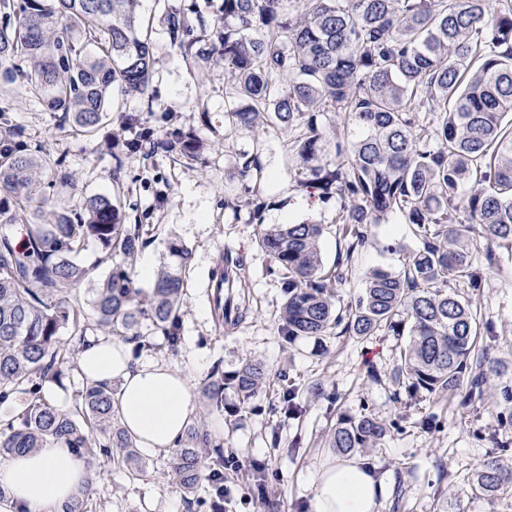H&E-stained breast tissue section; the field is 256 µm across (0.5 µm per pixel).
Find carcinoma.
Masks as SVG:
<instances>
[{"label": "carcinoma", "mask_w": 512, "mask_h": 512, "mask_svg": "<svg viewBox=\"0 0 512 512\" xmlns=\"http://www.w3.org/2000/svg\"><path fill=\"white\" fill-rule=\"evenodd\" d=\"M140 0H0V79L20 82L27 96L60 113L61 128L90 137L110 118L112 93L145 95L152 51L143 34ZM292 14L285 0H224V19L211 27L185 14L166 15L169 34L186 59L204 51L224 62L230 102L225 132H298V182L336 198L345 241L336 265L324 267L322 225H259V245L283 273L282 330L290 341L333 328L350 336L388 331L405 339L395 380L412 391L455 395L467 407L505 377L492 355V335L472 301L451 284L474 290L483 275L467 213L486 241L512 248V0H303ZM329 111L353 129L332 173L320 165L325 139L313 113ZM0 99V227L21 226L23 244L0 234V403L24 401L0 422V455L57 444L88 467L116 453L143 472L133 439L115 418L112 388L88 383L75 410L52 404L44 384L72 355L60 331H81L85 312L69 290L91 269L76 261L84 243L101 246L109 268L91 299L105 332L124 336L147 316L179 340L183 273L189 249L169 242L176 265L160 269L144 302L132 277L143 225L125 224L112 196L79 206H48V188L75 185L63 161L32 150ZM179 155L198 160L204 143L177 139ZM238 176L259 171L255 155H236ZM470 185V193L462 188ZM399 210L417 227L420 246L402 270H372L365 288L340 306L336 288L368 228ZM234 287L246 286L243 264L224 253ZM262 368L246 362L229 377L245 398L263 384ZM387 432L371 416L343 418L329 439L342 453L371 448ZM467 481V492L494 498L512 488V438L492 439ZM173 456L171 476L185 491L199 483L203 451L221 455L220 439L202 420L189 422ZM214 476V510L224 501L222 464ZM95 480L63 508L88 512Z\"/></svg>", "instance_id": "carcinoma-1"}]
</instances>
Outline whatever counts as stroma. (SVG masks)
I'll list each match as a JSON object with an SVG mask.
<instances>
[{"label":"stroma","instance_id":"1","mask_svg":"<svg viewBox=\"0 0 512 512\" xmlns=\"http://www.w3.org/2000/svg\"><path fill=\"white\" fill-rule=\"evenodd\" d=\"M224 0H141L140 11L152 20L153 78L148 96H115L111 119L91 140L59 126L57 113L11 86L14 117L29 145L63 158L75 178L65 193L78 204L132 186L121 197L122 213H138L150 230L139 254L153 268L173 264L167 244L177 239L192 252L186 271L185 302L180 311V341L169 347L148 318L134 329L141 344L135 357L159 361L189 376L194 412L209 429H222L225 457L240 461L226 468L229 493L224 512H312L313 478L334 460L328 441L340 417L371 415L388 428L362 459L378 475L403 483L402 498L387 496L381 512H512V491L496 498L465 495L463 489L477 464L493 450L492 435H512V423L500 419L503 406L495 393L461 407L457 398L425 392L408 393L393 372L400 361V340L381 331L367 338L336 335L301 337L285 342L280 331L283 302L281 274L257 241L261 224L311 222L322 225L320 249L333 266L338 249L335 200L322 201L300 186L293 169L292 132L271 129L260 135L224 133L223 64L183 58L174 46L165 13L185 12L213 23L223 14ZM135 117L151 128L147 149L114 161L108 151L123 139L122 121ZM193 133L207 146L201 159L182 158L166 146L170 133ZM258 153L263 166L258 208L225 206V194L240 193L236 153ZM415 227L405 214L393 212L370 227L367 241L355 253L347 282L338 290L341 302L353 300L368 273L402 268L404 252L418 248ZM239 256L248 273L244 291L250 311L238 324L218 322L212 314L209 273L224 251ZM496 262L485 269L483 286L466 289L474 307L493 328L497 357L512 366V250L496 247ZM261 364L262 389L243 399L225 387L222 407L212 406L204 386L245 362ZM294 389L297 416L282 413V395ZM173 453L141 451L146 470L138 475L121 459L98 457L96 490L88 512H212V486L201 479L196 490L183 491L170 478ZM263 486L266 498H245L248 487Z\"/></svg>","mask_w":512,"mask_h":512}]
</instances>
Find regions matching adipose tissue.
Listing matches in <instances>:
<instances>
[{
	"mask_svg": "<svg viewBox=\"0 0 512 512\" xmlns=\"http://www.w3.org/2000/svg\"><path fill=\"white\" fill-rule=\"evenodd\" d=\"M80 377L118 384L120 422L137 447H175L193 411L188 377L161 362L134 361L128 345L109 336L87 337L78 347ZM71 449L50 445L23 455L0 456V512H61L88 479ZM383 480L355 459L333 462L314 478L313 512H380Z\"/></svg>",
	"mask_w": 512,
	"mask_h": 512,
	"instance_id": "adipose-tissue-1",
	"label": "adipose tissue"
}]
</instances>
